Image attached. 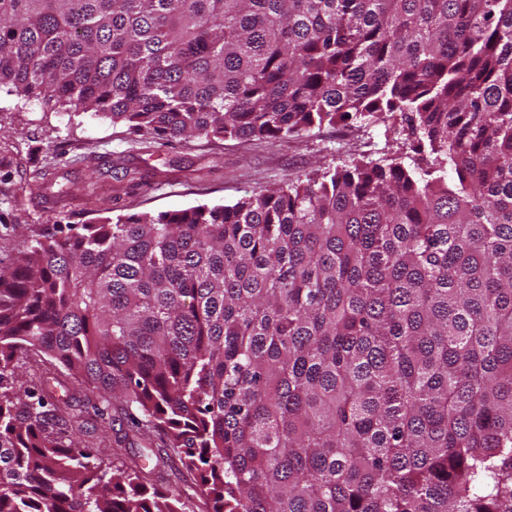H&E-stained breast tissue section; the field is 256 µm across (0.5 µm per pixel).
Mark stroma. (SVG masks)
I'll return each instance as SVG.
<instances>
[{
  "mask_svg": "<svg viewBox=\"0 0 512 512\" xmlns=\"http://www.w3.org/2000/svg\"><path fill=\"white\" fill-rule=\"evenodd\" d=\"M413 158L410 142L393 141L383 123L361 131L336 125L278 140L204 138L149 142L92 113H70L0 93V268L54 226L104 217L227 204L278 185L292 174L377 159ZM26 380L43 381L53 400L87 391L66 371L29 351Z\"/></svg>",
  "mask_w": 512,
  "mask_h": 512,
  "instance_id": "35a3bbf8",
  "label": "stroma"
}]
</instances>
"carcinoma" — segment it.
Wrapping results in <instances>:
<instances>
[{
    "instance_id": "cac0c4a2",
    "label": "carcinoma",
    "mask_w": 512,
    "mask_h": 512,
    "mask_svg": "<svg viewBox=\"0 0 512 512\" xmlns=\"http://www.w3.org/2000/svg\"><path fill=\"white\" fill-rule=\"evenodd\" d=\"M2 87L154 141L376 119L421 157L34 240L0 269V512H183V469L209 512H512V0H0ZM30 349L130 417L109 453ZM46 357L42 356L36 350H31L27 355H23L19 361V373L20 375L28 380L29 382L33 380V384H37L38 387L35 389L36 397L40 394H45L49 397H52V401L57 403V400L62 401L61 399H65L66 395L70 397L72 394H75L77 397L81 399H86L88 395L90 398V403L86 406L88 407L89 415V423H75L73 424V430L77 435H79L81 440V447L85 446H94L95 448L98 446L97 432L93 433L91 429V425L96 423L94 422L93 409L91 405L95 402V397L85 388H81L77 382H75L72 378L67 376V372L55 365V363H51L50 361L45 359ZM37 360V363L35 362ZM58 377L61 380V383L58 384L53 377ZM48 380V384H45L43 387L39 386V380ZM32 384V385H33ZM43 388V390L41 389ZM80 425V427H78ZM83 426V428H82Z\"/></svg>"
}]
</instances>
